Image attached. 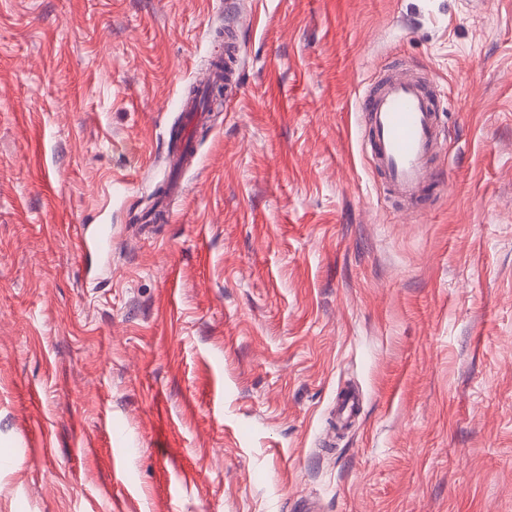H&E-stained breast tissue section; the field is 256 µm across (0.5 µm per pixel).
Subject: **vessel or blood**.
Segmentation results:
<instances>
[{
    "mask_svg": "<svg viewBox=\"0 0 512 512\" xmlns=\"http://www.w3.org/2000/svg\"><path fill=\"white\" fill-rule=\"evenodd\" d=\"M368 126L366 149L392 194L404 201H422L434 183L431 160L437 150L440 105L433 80L392 72L382 78L363 99ZM184 126L178 134L174 165H182L191 147L194 127L204 113L194 102H186ZM72 231L84 253L102 252L112 245L104 234L86 227Z\"/></svg>",
    "mask_w": 512,
    "mask_h": 512,
    "instance_id": "obj_1",
    "label": "vessel or blood"
}]
</instances>
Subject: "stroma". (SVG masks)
<instances>
[{"mask_svg": "<svg viewBox=\"0 0 512 512\" xmlns=\"http://www.w3.org/2000/svg\"><path fill=\"white\" fill-rule=\"evenodd\" d=\"M392 66L449 106L418 205L361 149ZM0 512H512V0H0ZM220 74V70L215 68H212L209 73L202 74V77L200 79V81L202 82V93L205 92L208 89V87L219 78ZM211 88L208 89L203 98V104L206 106V108L209 109L210 112L215 106L218 107V105L220 104L221 99L224 96V84L217 85L212 90V95ZM183 112L186 113L184 126L178 134L175 153L173 155V164L175 166H181L189 156V153L186 151H190L193 129L202 123L204 117V111L201 107L191 101L184 104ZM72 232L85 254L103 252L112 247V238L106 237L103 233L91 234L88 233V228L79 225H73Z\"/></svg>", "mask_w": 512, "mask_h": 512, "instance_id": "obj_1", "label": "stroma"}]
</instances>
